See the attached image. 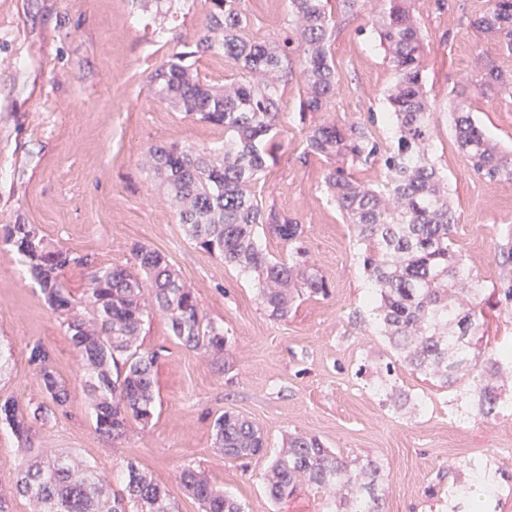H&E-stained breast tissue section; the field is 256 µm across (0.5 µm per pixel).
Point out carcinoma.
I'll return each instance as SVG.
<instances>
[{
    "label": "carcinoma",
    "instance_id": "cac0c4a2",
    "mask_svg": "<svg viewBox=\"0 0 512 512\" xmlns=\"http://www.w3.org/2000/svg\"><path fill=\"white\" fill-rule=\"evenodd\" d=\"M380 2L375 39L395 76L383 115L388 136L376 135L371 112L362 121L309 126L304 146L305 155L333 161L324 190L356 231V257L368 288L351 323L388 342L390 355L371 385L383 405L412 415L423 410L425 400L398 384L397 370L403 367L438 382L464 404L467 417L497 418L509 403L494 379L512 370V344L483 345L484 307L512 308V273L505 272L493 303L454 247L458 218L448 202V175L434 157L436 117L423 75L416 0ZM206 3L208 22L196 52L223 56L240 78L224 88L203 83L182 55L159 66L153 79L157 95L185 116L224 129V146L156 144L146 163L175 205L188 238L253 281L269 317L284 320L298 300L329 296L330 283L307 259L303 225L265 209L253 188L281 148L280 83L288 61H299L300 119L327 111L336 95L340 77L329 50L336 21L327 0H288L289 35L280 42H257L246 33V0ZM469 25L495 41L502 55L512 56V0H489ZM476 83L485 94L509 90L512 69L488 61ZM450 118L457 150L472 171L488 182H511L512 148L497 147L462 91ZM346 165H377L383 180L366 186L345 172ZM267 236L288 247V255L271 254L262 244ZM0 238L18 255L48 308L63 319L82 361L99 434L117 441L131 423L146 426L155 416L160 355L138 344L151 315L164 316L171 335L185 347L213 359L224 355V328L207 319L162 253L137 246L130 267L97 265L87 254L48 241L33 224H0ZM72 267L87 270L88 288L79 296L62 280ZM28 360L41 378L44 400L25 407L11 398L0 400V428L25 447L31 446L35 425L64 411L69 400L45 346L33 344ZM213 436L229 460L266 453L263 429L232 411L214 419ZM465 467L471 480L448 489L450 509L488 512L500 500V482L481 460H469ZM112 479L67 454L37 452L12 484L37 512H177L166 489L135 462H127L115 478L121 492L112 491ZM263 479L276 503L307 488L328 497L326 512H383L389 474L375 460H346L315 436L292 434ZM179 480L202 512H244L235 497L190 464Z\"/></svg>",
    "mask_w": 512,
    "mask_h": 512
}]
</instances>
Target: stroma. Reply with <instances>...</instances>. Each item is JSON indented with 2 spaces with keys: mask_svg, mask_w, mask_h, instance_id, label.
I'll use <instances>...</instances> for the list:
<instances>
[{
  "mask_svg": "<svg viewBox=\"0 0 512 512\" xmlns=\"http://www.w3.org/2000/svg\"><path fill=\"white\" fill-rule=\"evenodd\" d=\"M486 4L417 0V17L437 111L434 155L459 217L454 243L492 289L502 252L512 246V183L474 175L448 127L460 78L499 58L497 46L468 24ZM329 7L337 19L330 52L342 84L316 121L383 112L395 81L383 50L338 0ZM246 12L250 37L286 36L287 0H246ZM206 13L204 0H171L163 12L139 0H0V224L37 225L50 242L106 265L131 264L138 245L161 252L227 339L222 358L205 359L171 336L162 316L147 320L139 342L160 354V403L151 425H132L122 439L108 440L95 430L80 361L60 319L25 279L14 251L0 244V347L11 353L0 374V399L22 405L41 399L40 376L28 362L29 344L41 342L69 403L65 413L37 425L35 447L71 452L108 476L135 461L167 490L178 512H202L179 483L188 463L244 502L247 512H323V495L308 489L273 502L263 481L267 457L224 459L212 421L227 410L264 430L269 454L288 433L301 432L343 457L379 461L390 473L385 512H432L426 489L467 482L460 464L468 457L497 471L505 486L497 512H512V410L488 422L468 421L452 395L402 368L400 386L426 401L412 417L383 406L370 378L355 375L362 363L376 372L388 349L348 321L367 285L353 229L322 188L329 163L303 153L308 124L298 114V74L281 80L282 148L255 191L265 208L303 224L310 260L331 284L329 297L298 302L288 319L270 318L249 281L188 239L147 177L141 162L152 145L224 143L223 130L184 117L156 96L151 82L160 64L192 52ZM467 96L489 135L512 147V91L484 95L472 85ZM28 457L0 431V495L10 512H34L11 482Z\"/></svg>",
  "mask_w": 512,
  "mask_h": 512,
  "instance_id": "1",
  "label": "stroma"
}]
</instances>
